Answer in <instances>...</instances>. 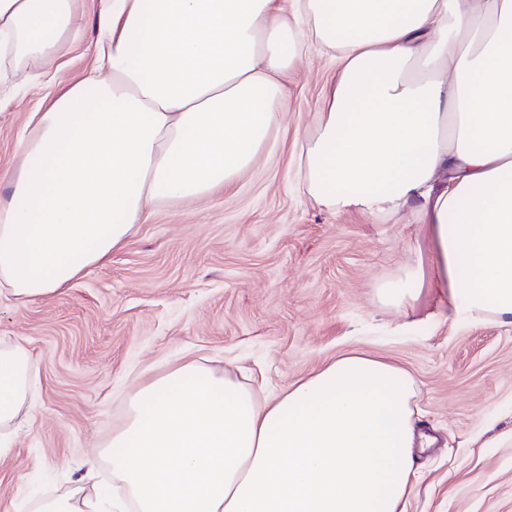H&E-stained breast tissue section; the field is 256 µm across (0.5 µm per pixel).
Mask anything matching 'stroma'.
<instances>
[{
    "label": "stroma",
    "mask_w": 512,
    "mask_h": 512,
    "mask_svg": "<svg viewBox=\"0 0 512 512\" xmlns=\"http://www.w3.org/2000/svg\"><path fill=\"white\" fill-rule=\"evenodd\" d=\"M101 0H82L62 56L23 73L26 92L0 98V175L18 162L30 112L44 106L36 75L79 80ZM333 74L312 48L289 76L275 137L234 186L160 207L105 265L23 306L0 301V344L31 353L39 384L29 421L0 459V502L59 495L83 483L111 491L112 468L84 459L104 448L128 395L184 359L275 394L350 350L413 375L436 444L419 455L407 512H512V325L441 324L402 334L405 314L383 307L378 281L395 276L418 232L406 215L374 221L333 213L301 187L300 145Z\"/></svg>",
    "instance_id": "1"
}]
</instances>
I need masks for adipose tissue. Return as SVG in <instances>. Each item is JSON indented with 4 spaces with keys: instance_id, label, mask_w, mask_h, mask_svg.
Returning <instances> with one entry per match:
<instances>
[{
    "instance_id": "obj_1",
    "label": "adipose tissue",
    "mask_w": 512,
    "mask_h": 512,
    "mask_svg": "<svg viewBox=\"0 0 512 512\" xmlns=\"http://www.w3.org/2000/svg\"><path fill=\"white\" fill-rule=\"evenodd\" d=\"M80 0H0V64L56 58ZM93 65L31 113L0 182V296L54 294L160 203L235 184L289 107L309 42L336 66L299 175L315 204L420 237L379 302L411 332L512 325V0H105ZM28 349L0 345V457L31 408ZM414 378L349 351L276 395L194 360L140 385L103 454L114 512H405Z\"/></svg>"
}]
</instances>
